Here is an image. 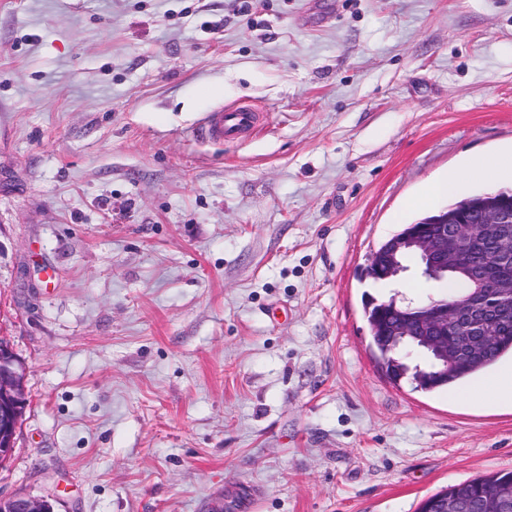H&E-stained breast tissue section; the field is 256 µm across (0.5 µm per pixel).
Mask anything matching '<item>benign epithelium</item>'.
<instances>
[{
    "instance_id": "1",
    "label": "benign epithelium",
    "mask_w": 512,
    "mask_h": 512,
    "mask_svg": "<svg viewBox=\"0 0 512 512\" xmlns=\"http://www.w3.org/2000/svg\"><path fill=\"white\" fill-rule=\"evenodd\" d=\"M416 257L417 274L434 282L462 276L469 282L464 295L418 303L395 294L396 340L408 351L431 359L432 367L448 372L480 358L497 341V328L512 316V277L489 278L490 269L512 268V209L487 206L476 223L447 214L436 230L394 235L370 256L383 280L409 270L406 258ZM26 405L25 366L11 348L0 347V459H8ZM464 488L439 504L438 512H468ZM0 512H51L48 500L29 495L0 496ZM483 512H512V489L504 488L484 504Z\"/></svg>"
}]
</instances>
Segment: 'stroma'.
<instances>
[{
	"label": "stroma",
	"instance_id": "1",
	"mask_svg": "<svg viewBox=\"0 0 512 512\" xmlns=\"http://www.w3.org/2000/svg\"><path fill=\"white\" fill-rule=\"evenodd\" d=\"M238 104L261 134L193 137ZM509 151L512 0H0V494L418 512L512 472V408L391 382L364 313L444 295L369 255ZM511 170L512 153L506 157L476 156L466 165V174L470 179L486 180ZM25 366L10 347H0V460L13 452L26 405Z\"/></svg>",
	"mask_w": 512,
	"mask_h": 512
}]
</instances>
